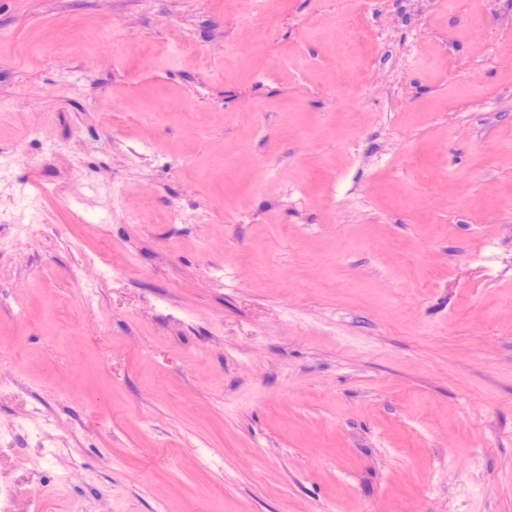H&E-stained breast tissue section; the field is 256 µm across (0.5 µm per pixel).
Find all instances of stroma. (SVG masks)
<instances>
[{
	"label": "stroma",
	"mask_w": 512,
	"mask_h": 512,
	"mask_svg": "<svg viewBox=\"0 0 512 512\" xmlns=\"http://www.w3.org/2000/svg\"><path fill=\"white\" fill-rule=\"evenodd\" d=\"M224 2L0 0V505L512 512V0Z\"/></svg>",
	"instance_id": "stroma-1"
}]
</instances>
